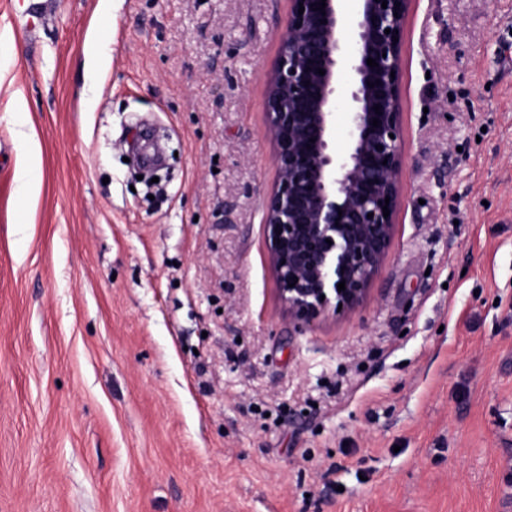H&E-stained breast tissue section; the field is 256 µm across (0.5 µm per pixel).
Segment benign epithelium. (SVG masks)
<instances>
[{
	"label": "benign epithelium",
	"mask_w": 512,
	"mask_h": 512,
	"mask_svg": "<svg viewBox=\"0 0 512 512\" xmlns=\"http://www.w3.org/2000/svg\"><path fill=\"white\" fill-rule=\"evenodd\" d=\"M319 2L288 0L267 81L266 132L277 180L264 199L262 224L281 299L297 319L348 313L364 301L387 258L404 193L400 86L412 0H387L385 9L380 0H356L350 51L342 0H326L323 12ZM369 58L378 66H368ZM346 72L354 81L341 96ZM339 111L347 114L343 153L333 147Z\"/></svg>",
	"instance_id": "benign-epithelium-1"
}]
</instances>
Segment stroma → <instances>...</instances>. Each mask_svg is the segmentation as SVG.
<instances>
[{
    "label": "stroma",
    "instance_id": "1",
    "mask_svg": "<svg viewBox=\"0 0 512 512\" xmlns=\"http://www.w3.org/2000/svg\"><path fill=\"white\" fill-rule=\"evenodd\" d=\"M287 15L0 0V512H512V0H414L389 255L308 322L262 224Z\"/></svg>",
    "mask_w": 512,
    "mask_h": 512
}]
</instances>
